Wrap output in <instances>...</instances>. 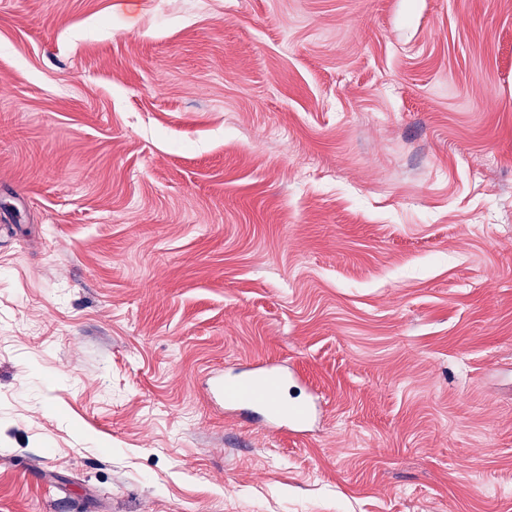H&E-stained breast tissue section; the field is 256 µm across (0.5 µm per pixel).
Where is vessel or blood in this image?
I'll return each instance as SVG.
<instances>
[{"label": "vessel or blood", "mask_w": 512, "mask_h": 512, "mask_svg": "<svg viewBox=\"0 0 512 512\" xmlns=\"http://www.w3.org/2000/svg\"><path fill=\"white\" fill-rule=\"evenodd\" d=\"M282 375L264 367L240 371L234 382L215 375L210 386V398L243 414L262 418L269 426L301 434L317 410L316 400L291 407L280 396Z\"/></svg>", "instance_id": "vessel-or-blood-1"}]
</instances>
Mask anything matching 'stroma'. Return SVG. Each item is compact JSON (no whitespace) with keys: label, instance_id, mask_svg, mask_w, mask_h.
Segmentation results:
<instances>
[{"label":"stroma","instance_id":"stroma-1","mask_svg":"<svg viewBox=\"0 0 512 512\" xmlns=\"http://www.w3.org/2000/svg\"><path fill=\"white\" fill-rule=\"evenodd\" d=\"M0 512H512V0H0ZM282 374L264 367L240 371L234 382H224V375L213 377L210 398L242 414L262 418L272 428L286 429L300 435L313 418L317 402L313 398L293 408L280 397Z\"/></svg>","mask_w":512,"mask_h":512}]
</instances>
